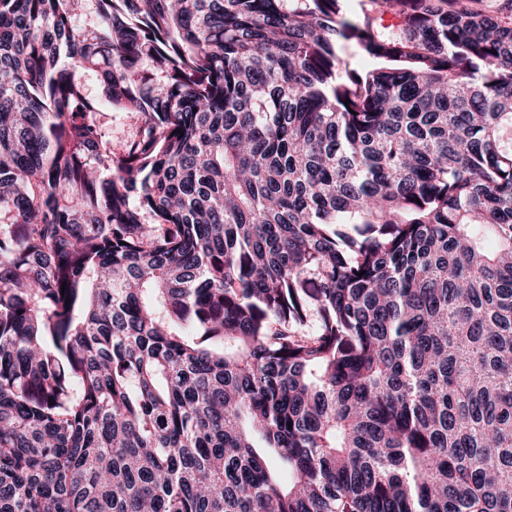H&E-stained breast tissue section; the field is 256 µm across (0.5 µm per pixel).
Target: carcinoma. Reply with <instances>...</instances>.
Here are the masks:
<instances>
[{
    "label": "carcinoma",
    "instance_id": "cac0c4a2",
    "mask_svg": "<svg viewBox=\"0 0 512 512\" xmlns=\"http://www.w3.org/2000/svg\"><path fill=\"white\" fill-rule=\"evenodd\" d=\"M78 3L0 0V512H512V0ZM99 119L112 138L114 147L121 146L133 133L131 117L125 112H100Z\"/></svg>",
    "mask_w": 512,
    "mask_h": 512
}]
</instances>
